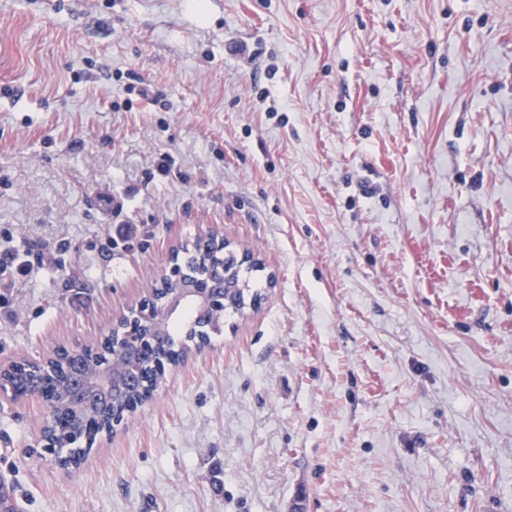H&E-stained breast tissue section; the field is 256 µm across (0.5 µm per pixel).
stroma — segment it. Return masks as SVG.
Here are the masks:
<instances>
[{
	"instance_id": "stroma-1",
	"label": "stroma",
	"mask_w": 512,
	"mask_h": 512,
	"mask_svg": "<svg viewBox=\"0 0 512 512\" xmlns=\"http://www.w3.org/2000/svg\"><path fill=\"white\" fill-rule=\"evenodd\" d=\"M210 230L260 308L78 469L0 402L22 512H512V0H0V357Z\"/></svg>"
}]
</instances>
